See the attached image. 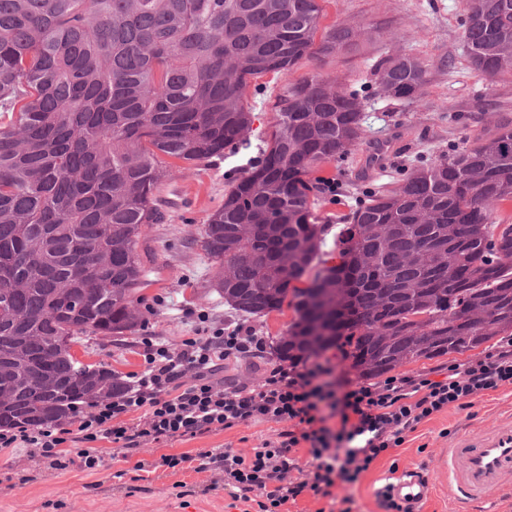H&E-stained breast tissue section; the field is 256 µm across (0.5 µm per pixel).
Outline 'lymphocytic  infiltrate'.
<instances>
[{"label": "lymphocytic infiltrate", "instance_id": "obj_1", "mask_svg": "<svg viewBox=\"0 0 512 512\" xmlns=\"http://www.w3.org/2000/svg\"><path fill=\"white\" fill-rule=\"evenodd\" d=\"M146 368L125 381L111 399L86 404L65 420L48 425L18 424L0 430L1 448H20L18 472L40 459L56 470L98 469L99 456L71 457L65 443L107 441L134 455L150 444L193 438L255 422L285 423L276 440L243 454L231 448H202L187 460L195 470L222 474L238 503L260 512L310 494L334 498L408 432L434 413L465 407L468 400L512 384V339L482 358L448 365L442 380L428 375L392 376L355 382L336 375L330 360L293 351L287 362L268 364L266 342L249 326L236 325L210 336L189 338L172 349L155 337L141 340ZM261 360L260 385L222 384L215 379L226 360ZM311 458L297 463L298 449Z\"/></svg>", "mask_w": 512, "mask_h": 512}]
</instances>
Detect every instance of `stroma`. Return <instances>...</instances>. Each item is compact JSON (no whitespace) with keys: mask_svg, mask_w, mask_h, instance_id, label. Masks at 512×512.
<instances>
[{"mask_svg":"<svg viewBox=\"0 0 512 512\" xmlns=\"http://www.w3.org/2000/svg\"><path fill=\"white\" fill-rule=\"evenodd\" d=\"M321 27L339 20L389 19L398 27L419 31V38L390 46L381 40L360 44L347 55L302 59L285 75H267L249 101L256 120L252 149L221 159L193 164L174 161L163 182L157 205L165 221L151 225L139 244L148 284L140 295L148 312L145 326L110 341H84L74 345L76 358L87 364L103 363L127 377L144 367L140 340L153 335L171 347L191 336L244 324L267 341V356L279 362L281 341L297 314L292 306L264 316H245L228 306L215 285L216 264L207 255L202 235L211 213L224 204V195L253 157L269 131L274 103L287 83L312 72L337 76L365 98L363 135L342 160L319 165L311 180H324L315 192V211L322 222L336 223L371 192L396 187L414 168L433 162L445 151L460 149L488 136L490 115L512 119V76L489 79L473 71L466 60L461 21L464 0H321ZM420 58L430 66L424 104L407 106L378 91L373 66L390 49ZM491 337L460 352L419 358L396 367V374H417L452 363L485 356L499 344ZM512 423V385L506 384L473 398L471 406L435 413L404 443L379 457L358 482L341 486L338 496H351L353 512H385L378 492L402 472L415 470L427 479L432 493L422 512H512V488L489 498L454 502L448 494L449 448L468 437L490 434ZM282 429L275 422H255L230 430L188 439H173L143 449L136 459L124 458L120 449L105 441L90 444L104 464L88 472L78 467L55 470L41 461L27 464L28 481L14 476L18 452L0 448V512H241L217 485L211 473H198L188 464L160 465L164 455L187 456L200 448L249 451ZM143 464V479L132 486L116 478L119 470Z\"/></svg>","mask_w":512,"mask_h":512,"instance_id":"35a3bbf8","label":"stroma"}]
</instances>
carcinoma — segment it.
I'll return each mask as SVG.
<instances>
[{"instance_id":"1","label":"carcinoma","mask_w":512,"mask_h":512,"mask_svg":"<svg viewBox=\"0 0 512 512\" xmlns=\"http://www.w3.org/2000/svg\"><path fill=\"white\" fill-rule=\"evenodd\" d=\"M321 11L320 0H0V291L13 306L0 317V386L11 391L0 427L52 423L120 387L112 369L81 363L57 337L104 339L142 323L138 245L164 220L156 193L167 159L249 148L254 79L375 36H417L344 20L319 37ZM462 26L473 69L512 74V0H467ZM375 74L380 93L404 105L428 83L407 54L380 58ZM363 110L357 90L318 71L283 86L265 146L209 217L203 247L236 311L266 315L293 294L297 320L281 354L344 338L354 366L375 376L512 330V224L492 218L512 201V121L368 195L339 225L341 263L297 288L326 229L307 176L350 153ZM377 224L395 225L396 238L359 235ZM450 224L460 228L453 240ZM424 243L439 258L419 269L409 257ZM368 250L373 266L361 260ZM477 301L489 307L479 319L469 312ZM372 302L382 311L369 322ZM416 312L427 314L425 344Z\"/></svg>"}]
</instances>
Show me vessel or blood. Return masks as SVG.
Segmentation results:
<instances>
[{
  "mask_svg": "<svg viewBox=\"0 0 512 512\" xmlns=\"http://www.w3.org/2000/svg\"><path fill=\"white\" fill-rule=\"evenodd\" d=\"M512 486V426L499 429L487 441L461 442L448 451V491L457 501L488 497ZM429 493L424 476L410 470L397 476L392 494L407 512H421Z\"/></svg>",
  "mask_w": 512,
  "mask_h": 512,
  "instance_id": "obj_1",
  "label": "vessel or blood"
}]
</instances>
